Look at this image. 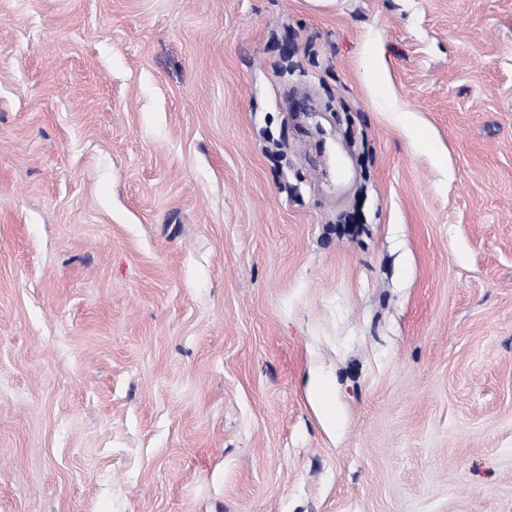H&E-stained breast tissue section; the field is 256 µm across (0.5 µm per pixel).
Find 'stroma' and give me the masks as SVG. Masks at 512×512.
<instances>
[{"label":"stroma","instance_id":"1","mask_svg":"<svg viewBox=\"0 0 512 512\" xmlns=\"http://www.w3.org/2000/svg\"><path fill=\"white\" fill-rule=\"evenodd\" d=\"M0 512H512V0H0Z\"/></svg>","mask_w":512,"mask_h":512}]
</instances>
